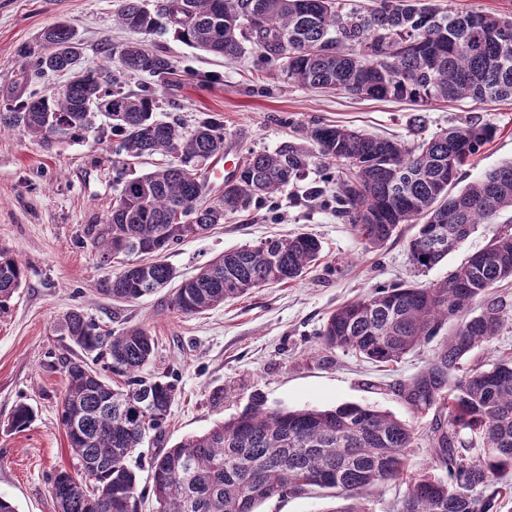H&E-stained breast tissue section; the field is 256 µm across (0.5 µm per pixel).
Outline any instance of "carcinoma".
<instances>
[{"label": "carcinoma", "instance_id": "carcinoma-1", "mask_svg": "<svg viewBox=\"0 0 512 512\" xmlns=\"http://www.w3.org/2000/svg\"><path fill=\"white\" fill-rule=\"evenodd\" d=\"M371 9L359 0H122L116 21L136 35L170 30L183 43L235 62L253 54L275 76L304 88L341 90L369 100L434 101L512 99V17L430 6L425 0H389ZM106 65L70 80L81 43L73 27L58 23L26 48L28 77H64L59 87L0 104V124L21 127L49 144L50 127L65 124L70 141L88 132L85 106L102 102L118 137L114 153L139 159L157 153L176 162L129 178L100 224L91 226L100 258L121 246L157 254L206 234L224 217L251 210L303 178L316 162L336 166L306 200L333 205L372 248L399 225L413 224L407 248L428 270L470 235L475 225L512 210V160L492 167L455 192L460 171L496 134L479 120L450 127L409 144L338 125L299 128L304 145L250 152L224 195L196 205L195 161L224 156V125L204 118L190 132L154 116L157 100L114 87L110 69L171 82L164 55L138 39L101 47ZM310 234L269 238L228 250L181 283L173 309L200 315L229 299L270 284L300 279L322 258ZM24 278L23 264L0 248V311ZM176 278L165 260L137 276L114 274L100 291L116 301L149 296ZM512 283V233L492 240L480 255L433 286L376 288L334 310L321 332L325 346L387 365L440 334L456 320L425 367L401 383L397 395L413 413L431 417L426 434L433 469L412 475L399 512H493L512 495V359L458 374L461 361L491 342L504 325L503 304L489 290ZM482 302L478 314L473 305ZM61 331L71 357L61 421L78 460L74 471L50 478L57 512H139L146 495L156 512H258L271 499L331 489L345 505L327 512H371L365 494L404 475L414 430L393 416L353 403L332 409L269 408L255 393L243 410L207 431L158 452L150 486H140L129 460L145 438L161 436L177 395L163 376L145 373L154 351L147 329L102 333L79 309ZM21 403L10 426L33 420ZM469 431L477 440L464 443Z\"/></svg>", "mask_w": 512, "mask_h": 512}]
</instances>
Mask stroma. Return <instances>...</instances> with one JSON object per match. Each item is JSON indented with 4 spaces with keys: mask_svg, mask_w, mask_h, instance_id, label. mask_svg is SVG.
<instances>
[{
    "mask_svg": "<svg viewBox=\"0 0 512 512\" xmlns=\"http://www.w3.org/2000/svg\"><path fill=\"white\" fill-rule=\"evenodd\" d=\"M120 0H0V103L27 96L23 49L36 47L42 30L58 22L73 26L83 44L81 64L102 66L104 41L118 45L129 34L115 22ZM174 66L175 82L161 85L147 75L125 74L123 91L156 96V115L192 130L211 116L224 124L225 173L247 151H273L293 141V128L320 121L383 137L409 138L415 106L403 100H364L333 91L303 89L287 80L261 76L252 57L225 61L179 41L173 33L145 40ZM428 132L477 119L496 127L495 138L463 167L464 181L512 160V100L437 102L424 110ZM112 132L103 125L80 142L44 146L22 129L0 125V247L21 260L25 277L9 309L0 313V495L18 512H56L50 477L73 469L75 459L60 421L66 389L62 361L68 341L60 315L78 307L101 327L119 331L140 325L155 340L149 373L168 375L177 387L164 435L135 451L141 484L159 450L232 418L261 392L270 407L330 409L343 403L370 406L406 422L416 431L408 451L409 470L431 465L425 447L429 420L415 416L394 385L418 373L439 347L433 338L399 362L382 366L351 351L323 346L319 332L328 314L377 287L397 282L435 284L512 222L499 217L476 225L448 258L428 270L409 260L410 224L379 248L369 247L350 225L320 205L307 202V189L322 171L310 168L303 180L271 201L217 225L206 236L174 246L165 261L178 278L194 276L224 251L268 238L307 232L322 243L321 265L298 281L273 284L225 301L201 315L173 309L174 286L134 302L101 294L128 258L101 261L88 233L102 223L119 193V177L144 174L167 163L164 155L130 161L115 169ZM505 324L490 344L475 348L463 370L512 358V288L499 289ZM30 405L33 422L12 430L8 420L18 404Z\"/></svg>",
    "mask_w": 512,
    "mask_h": 512,
    "instance_id": "obj_1",
    "label": "stroma"
}]
</instances>
